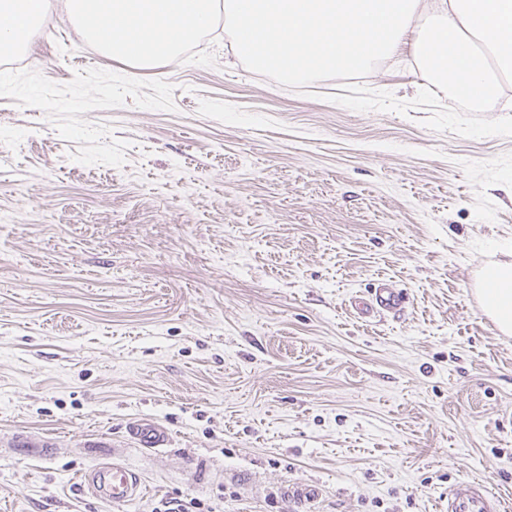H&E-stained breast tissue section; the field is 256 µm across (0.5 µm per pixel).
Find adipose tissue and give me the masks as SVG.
<instances>
[{"instance_id":"adipose-tissue-1","label":"adipose tissue","mask_w":512,"mask_h":512,"mask_svg":"<svg viewBox=\"0 0 512 512\" xmlns=\"http://www.w3.org/2000/svg\"><path fill=\"white\" fill-rule=\"evenodd\" d=\"M67 9L108 57L139 65L177 60L220 11L237 53L291 83L407 53L436 92L485 104L501 92L496 67L512 68V0H68ZM48 20L45 0H0V50ZM486 280L487 309L512 327V266Z\"/></svg>"}]
</instances>
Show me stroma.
Returning a JSON list of instances; mask_svg holds the SVG:
<instances>
[{
    "instance_id": "stroma-1",
    "label": "stroma",
    "mask_w": 512,
    "mask_h": 512,
    "mask_svg": "<svg viewBox=\"0 0 512 512\" xmlns=\"http://www.w3.org/2000/svg\"><path fill=\"white\" fill-rule=\"evenodd\" d=\"M49 9L0 52V512H293L294 483L448 512L464 478L512 508V337L468 288L512 263V79L454 107L406 55L288 83L220 29L140 69ZM379 280L407 307L363 321ZM112 460L142 482L117 509L80 485ZM127 432L140 448H165L170 443L167 429L149 419L135 420Z\"/></svg>"
}]
</instances>
